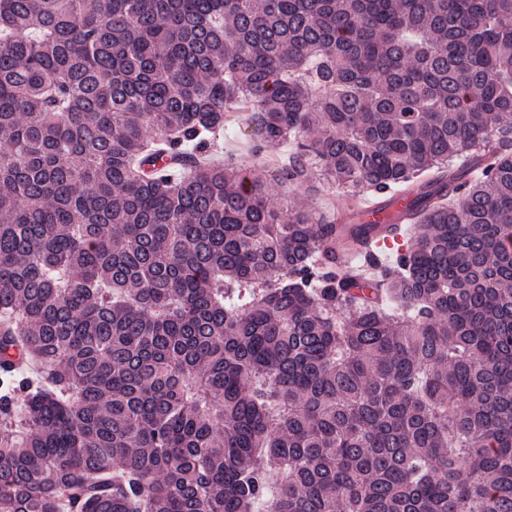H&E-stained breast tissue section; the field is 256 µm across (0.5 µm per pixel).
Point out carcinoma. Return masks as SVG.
<instances>
[{"label": "carcinoma", "instance_id": "1", "mask_svg": "<svg viewBox=\"0 0 512 512\" xmlns=\"http://www.w3.org/2000/svg\"><path fill=\"white\" fill-rule=\"evenodd\" d=\"M0 358V512H512V0H0ZM248 131L249 129L239 127L236 120L230 121L227 132L220 136L212 148L211 154L214 155L215 160L213 164L222 163L224 157H229L237 160L242 168L249 169L262 161L261 156L255 157L251 153ZM278 193L283 196H288V202H295L296 200L323 212L326 216L331 219L334 217V199L330 193L319 192L318 194L308 195L304 194L303 190L297 187L284 186L276 187Z\"/></svg>", "mask_w": 512, "mask_h": 512}]
</instances>
